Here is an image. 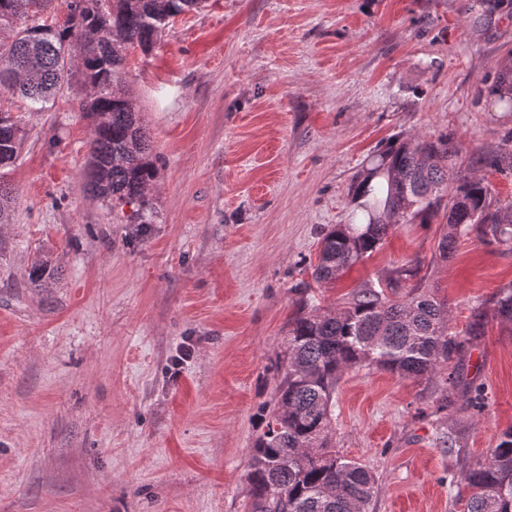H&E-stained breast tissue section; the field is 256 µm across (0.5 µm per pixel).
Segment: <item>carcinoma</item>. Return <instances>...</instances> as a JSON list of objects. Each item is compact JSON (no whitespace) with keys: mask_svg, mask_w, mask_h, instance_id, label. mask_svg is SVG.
I'll list each match as a JSON object with an SVG mask.
<instances>
[{"mask_svg":"<svg viewBox=\"0 0 512 512\" xmlns=\"http://www.w3.org/2000/svg\"><path fill=\"white\" fill-rule=\"evenodd\" d=\"M203 0H68L61 26L51 13L59 0H0V90L42 109L63 89L74 67L88 84L80 110L91 120L87 179L112 205L133 204V223H153L147 196L155 177L150 138L125 89L129 49L146 52L170 20ZM80 40L75 60L70 40ZM26 137L23 116L0 109V224L9 223L14 195L4 181ZM457 146L447 134L400 139L375 155L353 186L362 199L351 224L324 235L314 278L335 281L370 256L397 224L441 220L443 259L458 234L480 225L484 235L512 244V202L491 197L484 178L457 166ZM416 265H402L386 283L366 282L346 305L315 308L288 324L278 358L280 379L272 409L253 448L249 512H369L377 480L364 464L331 446L332 401L342 373L375 366L404 377L446 373L455 384L468 341L448 335V307L418 279ZM54 275L47 259L32 267L38 288ZM404 295L384 288L411 279ZM494 315L512 322V287L499 291ZM471 495L467 512H512V428L500 435L488 459L464 472Z\"/></svg>","mask_w":512,"mask_h":512,"instance_id":"cac0c4a2","label":"carcinoma"}]
</instances>
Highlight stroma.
<instances>
[{"instance_id": "obj_1", "label": "stroma", "mask_w": 512, "mask_h": 512, "mask_svg": "<svg viewBox=\"0 0 512 512\" xmlns=\"http://www.w3.org/2000/svg\"><path fill=\"white\" fill-rule=\"evenodd\" d=\"M127 88L150 136L154 221L87 190L91 122L74 70L53 107L22 114L0 224V512H246L250 450L274 401L289 320L419 264L468 335L464 374L402 378L363 367L336 390L332 443L378 479L370 512H466L467 463L512 428V324L491 316L512 245L479 229L441 259V224H398L336 282L312 276L321 240L357 206L372 157L451 135L497 201L512 170V0H206L149 51ZM57 274L32 287L34 262ZM485 408H466L472 388ZM448 408L437 411L440 398Z\"/></svg>"}]
</instances>
